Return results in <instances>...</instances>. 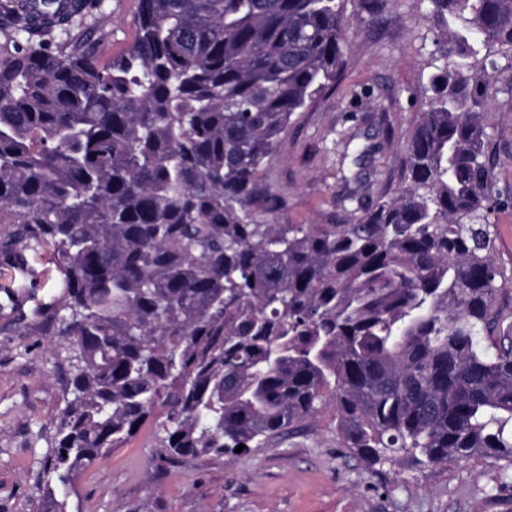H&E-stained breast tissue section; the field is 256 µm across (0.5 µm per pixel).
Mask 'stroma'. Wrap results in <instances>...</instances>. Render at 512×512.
<instances>
[{"mask_svg":"<svg viewBox=\"0 0 512 512\" xmlns=\"http://www.w3.org/2000/svg\"><path fill=\"white\" fill-rule=\"evenodd\" d=\"M346 0L345 66L335 87L296 113L270 165L269 224H349L392 196L406 134L425 108L436 31L427 0ZM137 0H104L106 54L135 36ZM499 187H512V72L495 77L486 112ZM372 147L369 169L356 159ZM0 293V512H40L35 486L61 406L49 325L15 324ZM66 512H512V469L472 458L426 468L405 458L373 466L345 448L334 411L303 433L224 458L172 461L151 426L85 469Z\"/></svg>","mask_w":512,"mask_h":512,"instance_id":"35a3bbf8","label":"stroma"}]
</instances>
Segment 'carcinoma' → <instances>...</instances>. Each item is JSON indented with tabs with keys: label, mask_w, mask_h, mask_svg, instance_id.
<instances>
[{
	"label": "carcinoma",
	"mask_w": 512,
	"mask_h": 512,
	"mask_svg": "<svg viewBox=\"0 0 512 512\" xmlns=\"http://www.w3.org/2000/svg\"><path fill=\"white\" fill-rule=\"evenodd\" d=\"M345 0H138L103 57V0H0V291L51 254L63 407L42 512L146 423L222 457L336 411L368 464L512 467V328L483 113L512 0H428L437 34L401 186L351 224H263L292 117L344 68ZM64 39L56 41L57 35Z\"/></svg>",
	"instance_id": "carcinoma-1"
}]
</instances>
